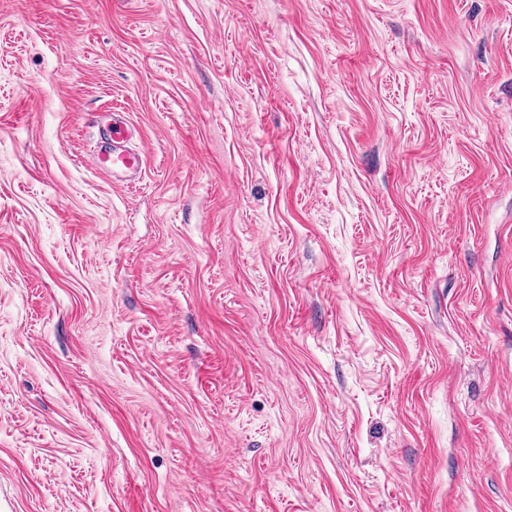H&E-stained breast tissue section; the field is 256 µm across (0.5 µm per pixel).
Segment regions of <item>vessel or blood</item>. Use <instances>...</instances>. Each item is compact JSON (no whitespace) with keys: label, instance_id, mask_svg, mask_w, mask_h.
Segmentation results:
<instances>
[{"label":"vessel or blood","instance_id":"1","mask_svg":"<svg viewBox=\"0 0 512 512\" xmlns=\"http://www.w3.org/2000/svg\"><path fill=\"white\" fill-rule=\"evenodd\" d=\"M132 137L133 131L127 120L122 115H113L111 126L103 134L102 145L91 155L94 167L108 169L111 173L113 185L125 184L140 170V155L127 147Z\"/></svg>","mask_w":512,"mask_h":512}]
</instances>
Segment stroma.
Returning <instances> with one entry per match:
<instances>
[{
  "mask_svg": "<svg viewBox=\"0 0 512 512\" xmlns=\"http://www.w3.org/2000/svg\"><path fill=\"white\" fill-rule=\"evenodd\" d=\"M0 512H512V0H0ZM133 138V131L127 120L119 114H112V125L103 133V145L91 154L95 168H106L112 173L113 186L126 183L136 177L141 165V156L125 146Z\"/></svg>",
  "mask_w": 512,
  "mask_h": 512,
  "instance_id": "stroma-1",
  "label": "stroma"
}]
</instances>
